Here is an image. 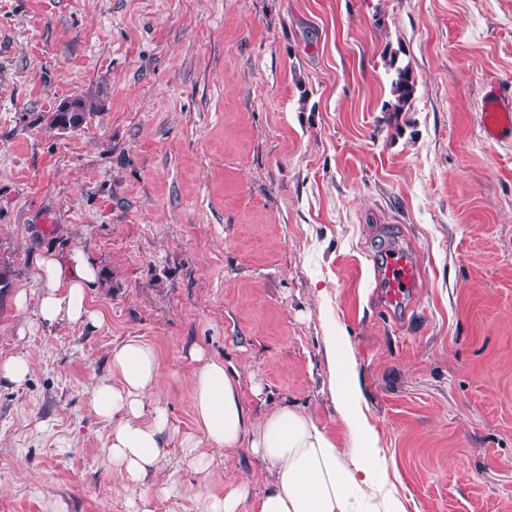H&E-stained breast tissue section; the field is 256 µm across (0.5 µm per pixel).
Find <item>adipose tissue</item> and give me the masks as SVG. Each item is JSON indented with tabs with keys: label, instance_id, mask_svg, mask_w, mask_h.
I'll return each mask as SVG.
<instances>
[{
	"label": "adipose tissue",
	"instance_id": "adipose-tissue-1",
	"mask_svg": "<svg viewBox=\"0 0 512 512\" xmlns=\"http://www.w3.org/2000/svg\"><path fill=\"white\" fill-rule=\"evenodd\" d=\"M36 264L44 286L35 298L19 290V307L36 300L37 318L47 326L62 320L102 324V314L88 300V290L98 280L97 267L84 251L49 252ZM327 354L338 369L331 393L341 404L342 419L363 443L352 461H344L335 440L293 407L281 406L253 423L234 373L198 348L188 352L194 364L190 387L196 430L179 433L156 397L161 385L158 353L135 338L113 345L109 372L93 388L91 410L111 425L104 454L113 470L133 481L157 473L174 442L186 467L196 473L209 471L217 459L243 446L272 471L261 494L252 495L243 481L224 494L204 496L201 512H406L395 497L372 501L369 491L381 476L376 436L359 404L353 362L342 337H330Z\"/></svg>",
	"mask_w": 512,
	"mask_h": 512
}]
</instances>
